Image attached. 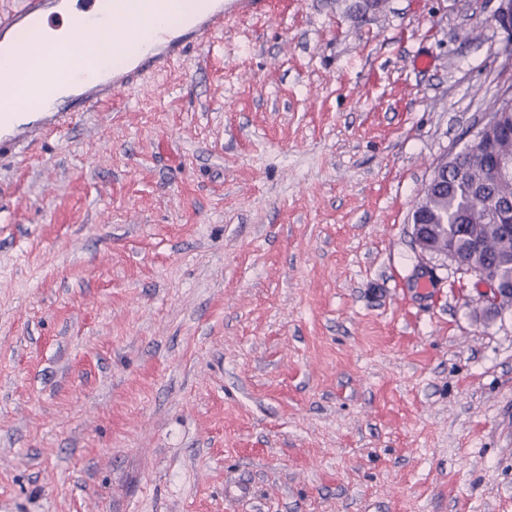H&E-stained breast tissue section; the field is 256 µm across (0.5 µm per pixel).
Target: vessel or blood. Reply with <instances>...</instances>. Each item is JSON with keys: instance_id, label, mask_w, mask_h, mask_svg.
<instances>
[{"instance_id": "vessel-or-blood-1", "label": "vessel or blood", "mask_w": 512, "mask_h": 512, "mask_svg": "<svg viewBox=\"0 0 512 512\" xmlns=\"http://www.w3.org/2000/svg\"><path fill=\"white\" fill-rule=\"evenodd\" d=\"M167 0H118L105 10L101 0H22L20 7L0 14V53L18 56L41 82L37 101L18 94L11 111L0 113V156L15 155L39 144L49 132L68 129L84 113L111 102L116 92L137 84L146 74L165 68L191 46L222 31L227 17L261 11L265 0H207L184 27L163 15ZM32 26L67 28L69 52L81 54L93 38L131 43L134 57L109 67L64 70L51 59L23 51L14 36Z\"/></svg>"}]
</instances>
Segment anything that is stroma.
I'll list each match as a JSON object with an SVG mask.
<instances>
[{"label": "stroma", "instance_id": "35a3bbf8", "mask_svg": "<svg viewBox=\"0 0 512 512\" xmlns=\"http://www.w3.org/2000/svg\"><path fill=\"white\" fill-rule=\"evenodd\" d=\"M499 6L269 0L0 159V512H512V313L410 223Z\"/></svg>", "mask_w": 512, "mask_h": 512}]
</instances>
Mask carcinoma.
<instances>
[{
  "label": "carcinoma",
  "mask_w": 512,
  "mask_h": 512,
  "mask_svg": "<svg viewBox=\"0 0 512 512\" xmlns=\"http://www.w3.org/2000/svg\"><path fill=\"white\" fill-rule=\"evenodd\" d=\"M481 187L490 196L512 198V173L497 175L473 155L448 174L447 187L422 189L426 222L436 225L443 246L476 269L512 276V232L502 231V220L471 192Z\"/></svg>",
  "instance_id": "obj_1"
}]
</instances>
